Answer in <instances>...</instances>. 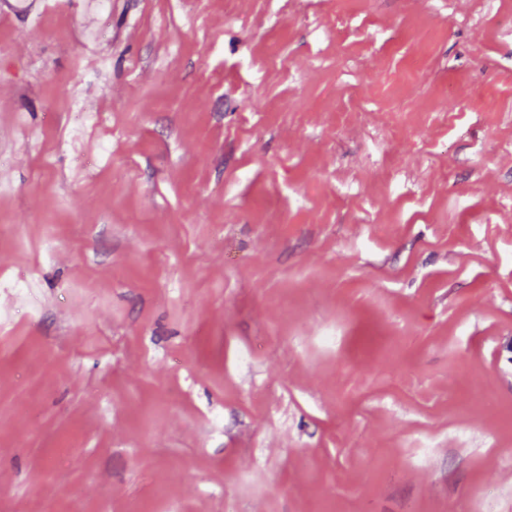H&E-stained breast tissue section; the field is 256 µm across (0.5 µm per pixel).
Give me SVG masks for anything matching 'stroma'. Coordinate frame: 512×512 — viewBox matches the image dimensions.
<instances>
[{
	"mask_svg": "<svg viewBox=\"0 0 512 512\" xmlns=\"http://www.w3.org/2000/svg\"><path fill=\"white\" fill-rule=\"evenodd\" d=\"M109 2L0 5V512H512V0Z\"/></svg>",
	"mask_w": 512,
	"mask_h": 512,
	"instance_id": "1",
	"label": "stroma"
}]
</instances>
